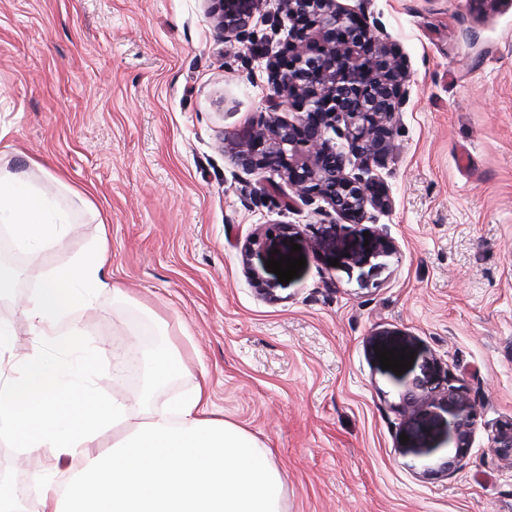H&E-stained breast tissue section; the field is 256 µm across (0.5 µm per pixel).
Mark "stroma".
Listing matches in <instances>:
<instances>
[{
  "label": "stroma",
  "mask_w": 512,
  "mask_h": 512,
  "mask_svg": "<svg viewBox=\"0 0 512 512\" xmlns=\"http://www.w3.org/2000/svg\"><path fill=\"white\" fill-rule=\"evenodd\" d=\"M341 2L363 7L409 72L380 171L392 207L371 218L395 252L361 268L344 260L357 234L317 250L320 216L260 195L237 166L268 71L225 41L206 0H0V165L39 185L61 177L89 202L53 249L22 250L16 292L107 234L130 299L103 294L77 321L99 357L93 386L112 394L145 333H164L185 368L148 400L125 377L130 421L207 381L216 417L271 450L284 512H512V465L491 439L512 419V0ZM295 244L306 266L279 282L266 263ZM0 319L18 353L48 349L12 298ZM383 347L466 394L477 424L458 472L432 469L448 450L441 417L423 443L402 442ZM56 467L0 442L9 482Z\"/></svg>",
  "instance_id": "1"
}]
</instances>
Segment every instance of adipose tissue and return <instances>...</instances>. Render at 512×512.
Returning a JSON list of instances; mask_svg holds the SVG:
<instances>
[{
  "label": "adipose tissue",
  "mask_w": 512,
  "mask_h": 512,
  "mask_svg": "<svg viewBox=\"0 0 512 512\" xmlns=\"http://www.w3.org/2000/svg\"><path fill=\"white\" fill-rule=\"evenodd\" d=\"M71 221L49 191L0 169V223L17 247L52 248ZM107 252L106 241L95 243L26 301L36 335L56 355L16 354L12 327L0 320V440L64 463L37 475L31 509L17 486L1 488L0 512H282L270 450L213 417L207 382L134 424L123 399L92 388L86 372L94 355L76 318L101 294L126 298L105 270Z\"/></svg>",
  "instance_id": "adipose-tissue-1"
}]
</instances>
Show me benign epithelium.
Segmentation results:
<instances>
[{
	"mask_svg": "<svg viewBox=\"0 0 512 512\" xmlns=\"http://www.w3.org/2000/svg\"><path fill=\"white\" fill-rule=\"evenodd\" d=\"M224 38L256 51L250 27L264 0H211ZM289 23L288 39L269 57V112L258 123L251 142L235 151V161L257 177L260 185L275 173L288 185V206L321 201L315 213L334 217L317 247L336 244L341 222L369 232V245L349 254L347 262L362 267L389 256L394 244L383 228L365 226L372 211L391 209L387 182L373 173L396 150L394 130L406 103L408 73L402 56L368 23L363 8L340 0H279L277 24ZM294 110L288 120L282 107ZM348 152L336 149L334 138ZM401 399L409 429L426 436L430 409L444 411L450 451L437 464L448 475L460 469L472 445L475 413L461 387L431 382L415 374L404 380ZM498 458L512 464V420L494 433Z\"/></svg>",
	"mask_w": 512,
	"mask_h": 512,
	"instance_id": "7a95c632",
	"label": "benign epithelium"
}]
</instances>
